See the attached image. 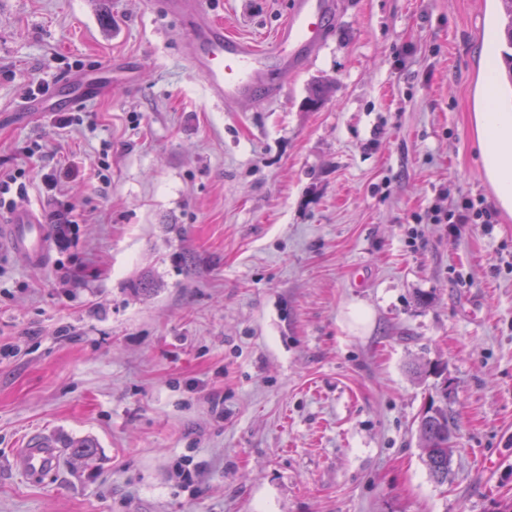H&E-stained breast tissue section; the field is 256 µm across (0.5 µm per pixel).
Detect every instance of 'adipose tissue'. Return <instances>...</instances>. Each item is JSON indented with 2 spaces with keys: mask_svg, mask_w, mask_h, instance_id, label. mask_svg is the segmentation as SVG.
Listing matches in <instances>:
<instances>
[{
  "mask_svg": "<svg viewBox=\"0 0 512 512\" xmlns=\"http://www.w3.org/2000/svg\"><path fill=\"white\" fill-rule=\"evenodd\" d=\"M478 143L499 201L512 207V112L493 107L479 113Z\"/></svg>",
  "mask_w": 512,
  "mask_h": 512,
  "instance_id": "ef3b65f1",
  "label": "adipose tissue"
}]
</instances>
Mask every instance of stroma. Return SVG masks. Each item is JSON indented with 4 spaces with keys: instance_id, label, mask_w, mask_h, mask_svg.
Instances as JSON below:
<instances>
[{
    "instance_id": "1",
    "label": "stroma",
    "mask_w": 512,
    "mask_h": 512,
    "mask_svg": "<svg viewBox=\"0 0 512 512\" xmlns=\"http://www.w3.org/2000/svg\"><path fill=\"white\" fill-rule=\"evenodd\" d=\"M337 2L307 68L268 71L280 96L230 111L157 0H0V174L53 246L41 269L0 247V512L512 502V210L475 120L505 47L498 5ZM288 7L211 0L262 45ZM117 57L70 126L16 112L30 86ZM466 198L494 223L417 221ZM438 363L457 418L443 484L417 432ZM39 433L61 456L34 481L12 458ZM76 440L94 455L74 459Z\"/></svg>"
}]
</instances>
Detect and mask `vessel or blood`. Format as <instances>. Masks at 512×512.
Returning a JSON list of instances; mask_svg holds the SVG:
<instances>
[{
	"label": "vessel or blood",
	"mask_w": 512,
	"mask_h": 512,
	"mask_svg": "<svg viewBox=\"0 0 512 512\" xmlns=\"http://www.w3.org/2000/svg\"><path fill=\"white\" fill-rule=\"evenodd\" d=\"M161 7L191 32L182 47L189 68L203 80L212 100L229 105L241 101L260 105L277 97L280 90L266 80V72L273 66L304 70L324 45L336 17L335 0H290L287 17L277 28L272 45L263 47L226 33L208 0H161ZM111 81V71L93 68L61 79L47 102L27 101L22 108L55 110L63 102L72 107L97 98ZM1 245L25 257L32 267L47 266L50 238L40 210L24 203L0 217ZM59 458L54 440L37 435L17 449L14 465L35 479L53 471Z\"/></svg>",
	"instance_id": "b4317fda"
}]
</instances>
